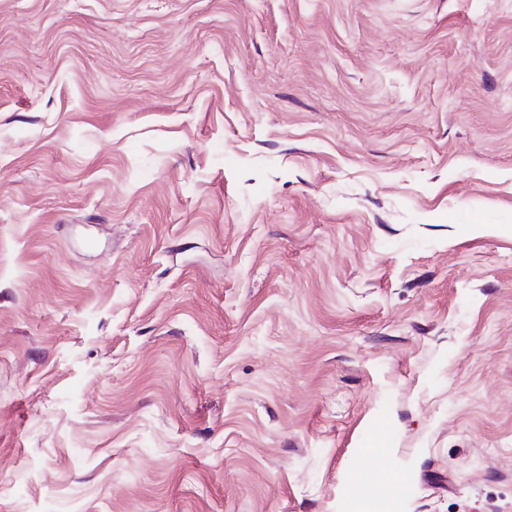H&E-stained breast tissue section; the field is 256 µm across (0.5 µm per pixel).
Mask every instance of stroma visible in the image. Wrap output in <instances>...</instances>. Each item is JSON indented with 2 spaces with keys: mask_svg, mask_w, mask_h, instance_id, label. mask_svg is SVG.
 Returning a JSON list of instances; mask_svg holds the SVG:
<instances>
[{
  "mask_svg": "<svg viewBox=\"0 0 512 512\" xmlns=\"http://www.w3.org/2000/svg\"><path fill=\"white\" fill-rule=\"evenodd\" d=\"M0 512H512V0H0Z\"/></svg>",
  "mask_w": 512,
  "mask_h": 512,
  "instance_id": "stroma-1",
  "label": "stroma"
}]
</instances>
